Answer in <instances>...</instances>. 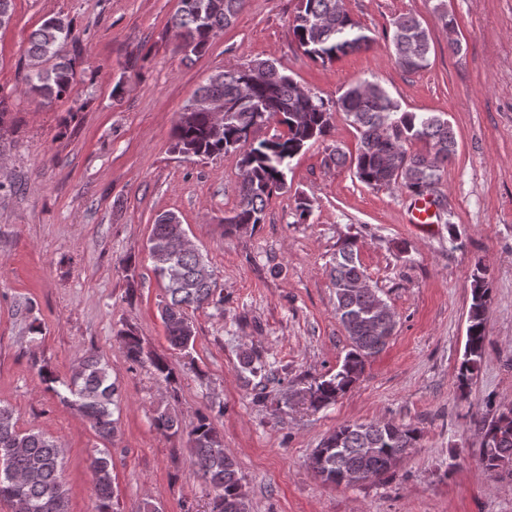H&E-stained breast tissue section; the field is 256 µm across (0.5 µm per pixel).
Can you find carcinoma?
<instances>
[{
  "label": "carcinoma",
  "instance_id": "1",
  "mask_svg": "<svg viewBox=\"0 0 512 512\" xmlns=\"http://www.w3.org/2000/svg\"><path fill=\"white\" fill-rule=\"evenodd\" d=\"M245 4L246 0H180L170 24L177 32L188 33L183 48L186 53L197 55L206 49L210 39L231 26ZM292 32L304 54L323 63L349 52L368 50L373 43L365 28L343 7V0H300ZM71 38L72 23L62 17L46 19L32 33L24 75L29 91L51 98L74 90V62L60 56V47ZM391 46L395 64L406 73H417L430 65V34L415 16L403 15L393 22ZM198 94L223 104L222 133H214L206 113L196 112L193 120L176 122L173 148L203 159L228 153L239 156L238 204L231 215L224 217V226L230 232L253 229L263 223L268 200L287 188L291 160L308 145L329 135L335 112L343 113L355 129L359 146L354 155L348 157L338 149L330 159L338 165L350 164L357 179L371 189L429 195L428 186L441 180L443 164L456 152V134L447 118L432 112L404 110L383 86L369 80L351 84L336 99L326 100L300 88L275 61L264 59L213 73ZM272 120L284 131L268 139L250 137L256 126ZM414 143L423 144L425 149L410 150ZM183 232L179 217L169 212L156 219L149 238L153 272L165 282L161 319L170 345L180 351L195 343L187 311L222 303L214 299L212 273L198 250H167ZM359 251L357 239L347 238L330 262L336 311L351 348L334 375L310 387L308 402L314 409L333 404L348 392L368 359L387 344L381 339L385 332L366 318L374 296L360 288L341 289L365 275ZM488 297L489 284L478 263L472 280L467 342L457 374L462 388L469 385L482 358ZM120 336L127 358L142 361L145 352L140 337L130 332ZM43 377L49 384H59L63 401L91 424L101 440H112L116 430L112 405L118 386L101 355L90 353L83 357L66 380L50 371L44 372ZM486 407L494 412L480 420V462L486 472L496 474L501 470L500 461L512 460V406L490 400ZM153 426L170 435L180 429L177 418L166 409L157 411ZM190 438L195 464L214 492L211 512H248L237 464L224 451V441L212 420L206 415L198 416ZM419 440L418 430L410 425L342 424L314 450L309 468L326 483L336 482L338 472L367 470L379 477L411 453ZM61 453L58 442L43 432L19 430L13 410L0 405V499L17 496L26 505V512H68L67 491L60 475ZM89 468L97 494L95 512H112L110 449L103 448L90 457Z\"/></svg>",
  "mask_w": 512,
  "mask_h": 512
}]
</instances>
